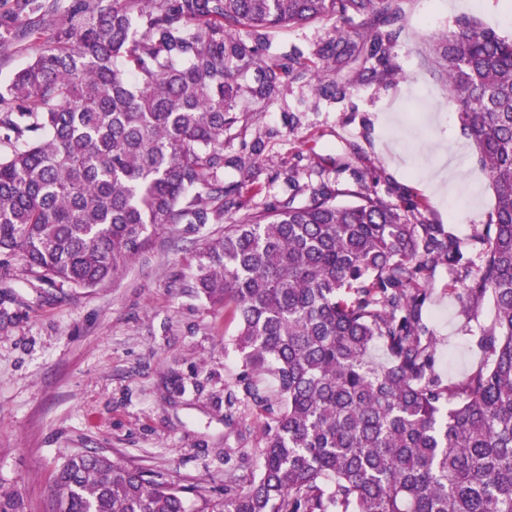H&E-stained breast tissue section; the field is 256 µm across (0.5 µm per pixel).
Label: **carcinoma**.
Instances as JSON below:
<instances>
[{"mask_svg":"<svg viewBox=\"0 0 512 512\" xmlns=\"http://www.w3.org/2000/svg\"><path fill=\"white\" fill-rule=\"evenodd\" d=\"M53 10L11 0L0 47ZM401 14V0H73L0 87V254L20 255L31 280L95 288L146 247L148 225L224 223L193 289L237 318L238 383L266 416L256 469L222 498L199 495L197 512H512V38L472 20L428 38L496 192L472 238L475 280L462 243L419 223L410 198L321 183L305 203L258 208V188L221 178L240 74L261 70L257 99L307 71L321 96H344L397 75ZM325 19L340 25L316 59L259 55L271 30ZM438 264L471 306L495 309L485 365L450 384L422 319ZM260 373L276 379L277 410ZM187 492L76 452L54 476V512H185Z\"/></svg>","mask_w":512,"mask_h":512,"instance_id":"carcinoma-1","label":"carcinoma"}]
</instances>
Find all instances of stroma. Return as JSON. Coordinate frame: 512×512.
Returning a JSON list of instances; mask_svg holds the SVG:
<instances>
[{"instance_id":"obj_1","label":"stroma","mask_w":512,"mask_h":512,"mask_svg":"<svg viewBox=\"0 0 512 512\" xmlns=\"http://www.w3.org/2000/svg\"><path fill=\"white\" fill-rule=\"evenodd\" d=\"M392 48L396 82L365 83L336 99L312 76L276 99L242 95L244 123L224 134L223 178L253 181L265 206L306 201L320 183L366 185L387 202L411 197L421 220L442 224L468 244L488 221L495 194L473 141L448 107L427 36L471 19L512 37L506 0H403ZM333 21L284 27L269 35L271 56L312 57ZM424 92L410 93V83ZM262 140L261 161L240 170ZM220 224L148 226L149 242L103 285L70 290L28 281L20 257L0 265V489L24 512H52L55 472L74 451H95L151 474L224 491V474L254 467L243 452L258 444L259 411H228L243 365L238 322L191 288L197 256ZM476 257L475 249L467 251ZM423 320L436 340V369L454 382L479 368L478 345L494 316L491 300L471 308L437 266Z\"/></svg>"}]
</instances>
